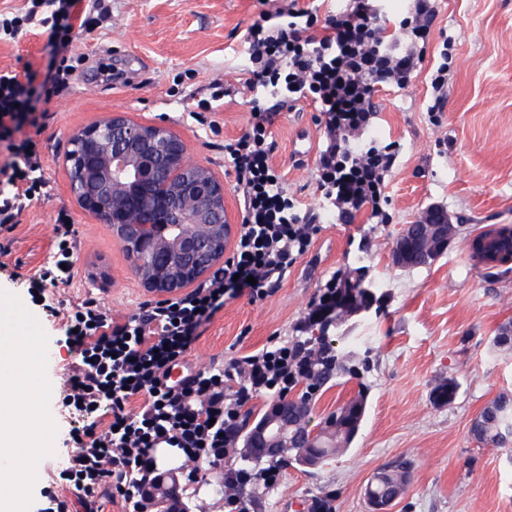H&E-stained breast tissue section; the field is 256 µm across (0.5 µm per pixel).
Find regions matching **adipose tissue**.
<instances>
[{"label":"adipose tissue","instance_id":"obj_1","mask_svg":"<svg viewBox=\"0 0 512 512\" xmlns=\"http://www.w3.org/2000/svg\"><path fill=\"white\" fill-rule=\"evenodd\" d=\"M38 354L26 337L0 333V512H27L38 474L27 453L41 440V400L27 371Z\"/></svg>","mask_w":512,"mask_h":512}]
</instances>
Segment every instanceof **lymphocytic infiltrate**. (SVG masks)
I'll return each instance as SVG.
<instances>
[{"label":"lymphocytic infiltrate","mask_w":512,"mask_h":512,"mask_svg":"<svg viewBox=\"0 0 512 512\" xmlns=\"http://www.w3.org/2000/svg\"><path fill=\"white\" fill-rule=\"evenodd\" d=\"M30 2L24 15L0 16V35L14 39L28 27L46 28L55 63L39 83L0 72V143L8 152L0 163V230L14 228L26 207L53 191L36 142L20 132L37 125L42 103L69 89L75 69L74 27L66 19L80 0ZM258 3L259 17L247 35L250 127L224 144L243 201L239 239L223 269L181 295L143 302L120 321L92 298L66 315V341L80 362L63 405L90 421L73 431L74 450L42 512H71L76 501L95 512L104 497L120 501L123 512H149L147 490L159 476L154 465L161 448L182 452L187 484L202 482L205 469H223L229 486L224 512H248L237 488L256 482L271 488L280 481L277 467L236 466L237 444L246 407L261 397L288 396L307 378L313 358L302 341L273 338L224 365L191 370L175 381L169 375L225 298L271 296L319 231L316 215L301 210L270 161L277 104L308 99L323 114L326 147L317 177L327 210L347 222L366 206L374 217L383 216L392 153L363 138L376 117L370 100L378 86L404 88L416 77L435 0H411L394 34L383 25L377 0H347L323 20L298 0ZM55 231L53 259L30 275V287L71 278L74 246L66 214L57 217Z\"/></svg>","instance_id":"1"}]
</instances>
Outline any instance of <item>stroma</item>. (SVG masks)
Returning a JSON list of instances; mask_svg holds the SVG:
<instances>
[{"mask_svg":"<svg viewBox=\"0 0 512 512\" xmlns=\"http://www.w3.org/2000/svg\"><path fill=\"white\" fill-rule=\"evenodd\" d=\"M112 21L75 35L83 58L71 90L46 104L35 136L43 174L55 191L26 208L15 230L0 233V294L9 295L14 318L38 337L48 357L37 369L45 415L43 448L32 449L39 477L28 512H39L42 490L63 466L71 430L83 418L68 415L67 369L79 363L68 350L61 321L33 302L27 278L49 261L58 212H66L77 239L70 284L48 287L52 309L94 296L123 320L151 295L134 276L109 225L84 211L69 189L65 156L70 135L105 115L123 112L140 124L162 123L186 144L187 159L208 167L224 183V209L241 224L242 203L224 142L241 136L251 118L244 87L246 33L259 12L256 0H112ZM421 70L405 88L387 85L374 96L378 118L368 136L392 145L395 160L386 181L388 220L369 210L353 223L321 218L310 252L279 289L253 303L226 301L200 329L186 358L203 368L263 348L270 338H290L321 288L336 271L364 273L376 282L370 310L348 317L339 335L355 345L358 375H342L312 400L309 429H318L337 407L365 395L366 414L351 447L325 465L284 464L281 482L249 486L250 512H307L318 497L332 512H368L366 487L373 474L396 460L411 463V480L391 512H512V446L475 440L471 425L482 408L512 393V349L498 347L501 325L512 322V264L474 261L470 240L479 232L512 226V0H437ZM455 45L441 122L427 112V72L442 40ZM53 59L48 34L31 29L0 41V70L25 75L46 70ZM227 78L235 93L214 104L217 129L196 120L208 84ZM322 116L302 99L281 107L271 128V161L304 207L318 209L317 150L323 148ZM442 207L454 226L447 249L433 263L401 267L392 250L405 225L428 207ZM455 379L452 405L438 406L432 391Z\"/></svg>","mask_w":512,"mask_h":512,"instance_id":"1","label":"stroma"}]
</instances>
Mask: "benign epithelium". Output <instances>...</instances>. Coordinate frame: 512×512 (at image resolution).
Returning <instances> with one entry per match:
<instances>
[{
    "label": "benign epithelium",
    "instance_id": "1",
    "mask_svg": "<svg viewBox=\"0 0 512 512\" xmlns=\"http://www.w3.org/2000/svg\"><path fill=\"white\" fill-rule=\"evenodd\" d=\"M71 144V193L82 209L112 226L148 292L175 295L224 266L233 233L224 214V183L209 168L185 163V143L169 127L113 113L75 131ZM448 224L437 208L412 224L426 235L424 262L439 256ZM300 406L285 397L269 407L250 435L254 457H276L315 438L307 428L288 437ZM148 496L164 512H174L181 497L176 476L159 477Z\"/></svg>",
    "mask_w": 512,
    "mask_h": 512
}]
</instances>
